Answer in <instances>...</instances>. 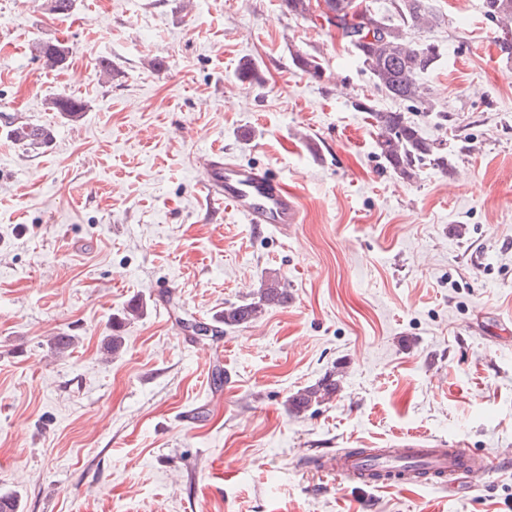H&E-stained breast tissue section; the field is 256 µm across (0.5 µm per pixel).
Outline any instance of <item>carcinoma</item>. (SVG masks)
I'll list each match as a JSON object with an SVG mask.
<instances>
[{"instance_id":"cac0c4a2","label":"carcinoma","mask_w":512,"mask_h":512,"mask_svg":"<svg viewBox=\"0 0 512 512\" xmlns=\"http://www.w3.org/2000/svg\"><path fill=\"white\" fill-rule=\"evenodd\" d=\"M334 19L326 20L336 27L350 44L369 73L376 89L395 101L418 104L431 109L426 98L421 76L433 71L439 61L436 45L414 42L408 32L426 26L436 19L429 0H390L391 10L381 14L365 5L368 25L363 27L352 11V0H327ZM487 19L500 25L502 36L498 48L502 57L512 60V0H483ZM34 56L50 68H62L69 58V47L59 41H43L32 45ZM293 64L313 78L322 76L320 64L307 54H296ZM52 110L70 121L80 119L85 104L67 95H58L50 101ZM356 108L368 113L379 130L376 146L378 155L400 176L410 180L425 165L448 171V151L442 141L425 137L420 128L405 116L393 110L378 109L372 100L363 98ZM6 136L31 148H39L53 141L54 131L45 124L22 123L7 126ZM288 302V291L281 280L270 276L262 280L253 297L224 307L220 316L224 326H243L255 321L267 308ZM339 384L329 374L319 381L301 388L287 399L288 409L300 414L336 396Z\"/></svg>"}]
</instances>
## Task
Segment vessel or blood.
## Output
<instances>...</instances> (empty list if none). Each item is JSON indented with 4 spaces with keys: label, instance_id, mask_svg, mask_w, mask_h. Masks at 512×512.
Returning <instances> with one entry per match:
<instances>
[{
    "label": "vessel or blood",
    "instance_id": "b4317fda",
    "mask_svg": "<svg viewBox=\"0 0 512 512\" xmlns=\"http://www.w3.org/2000/svg\"><path fill=\"white\" fill-rule=\"evenodd\" d=\"M204 171L203 190L208 198L229 204L248 223L277 229L299 223L301 214L295 196L268 169L238 164L216 149L207 156ZM380 457L392 483L403 482L411 472V463L416 461L423 463L432 474H466L476 487L481 486L493 467L489 457L417 435L385 449ZM325 470L354 480L365 472V457L339 451L329 458Z\"/></svg>",
    "mask_w": 512,
    "mask_h": 512
}]
</instances>
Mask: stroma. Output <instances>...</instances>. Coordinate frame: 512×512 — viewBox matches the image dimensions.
Here are the masks:
<instances>
[{
	"label": "stroma",
	"instance_id": "35a3bbf8",
	"mask_svg": "<svg viewBox=\"0 0 512 512\" xmlns=\"http://www.w3.org/2000/svg\"><path fill=\"white\" fill-rule=\"evenodd\" d=\"M430 3L440 24L412 34L441 51L425 112L281 0H76L64 18L0 0V493L20 512H512V63L482 0ZM54 39L59 69L31 52ZM245 59L260 82L239 81ZM61 93L81 120L50 109ZM365 97L446 140L451 170L395 173ZM11 122L54 140L22 146ZM218 147L270 168L300 223L210 203ZM270 275L287 304L191 331ZM330 373L336 396L291 414ZM411 434L496 464L475 494L461 473L373 488L318 469ZM6 136L30 148H39L53 141L54 131L49 125L22 123L17 126H7Z\"/></svg>",
	"mask_w": 512,
	"mask_h": 512
}]
</instances>
